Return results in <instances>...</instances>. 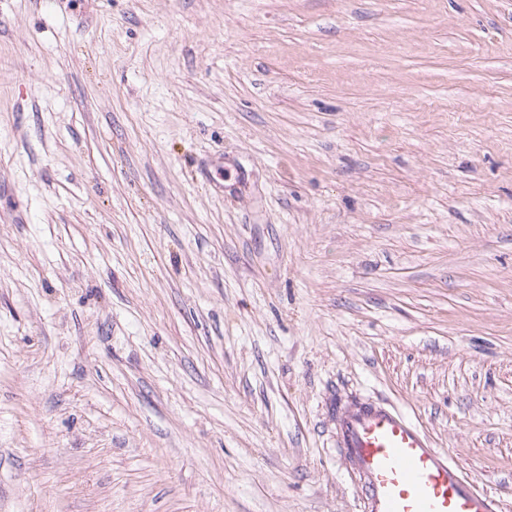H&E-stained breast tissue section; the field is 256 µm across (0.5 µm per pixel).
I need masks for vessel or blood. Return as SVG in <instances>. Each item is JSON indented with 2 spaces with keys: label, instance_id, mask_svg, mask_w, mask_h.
<instances>
[{
  "label": "vessel or blood",
  "instance_id": "b4317fda",
  "mask_svg": "<svg viewBox=\"0 0 512 512\" xmlns=\"http://www.w3.org/2000/svg\"><path fill=\"white\" fill-rule=\"evenodd\" d=\"M338 446L358 483L361 512H500L447 451L398 407L359 401L339 417Z\"/></svg>",
  "mask_w": 512,
  "mask_h": 512
}]
</instances>
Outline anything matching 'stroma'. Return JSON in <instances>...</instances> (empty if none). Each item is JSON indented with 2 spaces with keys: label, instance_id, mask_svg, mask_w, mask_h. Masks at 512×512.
<instances>
[{
  "label": "stroma",
  "instance_id": "35a3bbf8",
  "mask_svg": "<svg viewBox=\"0 0 512 512\" xmlns=\"http://www.w3.org/2000/svg\"><path fill=\"white\" fill-rule=\"evenodd\" d=\"M354 396L512 512V0H0V512H360Z\"/></svg>",
  "mask_w": 512,
  "mask_h": 512
}]
</instances>
